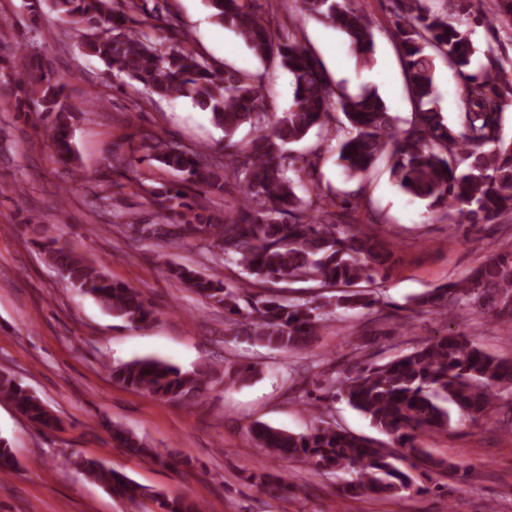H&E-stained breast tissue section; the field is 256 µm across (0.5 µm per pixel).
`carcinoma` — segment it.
<instances>
[{
  "mask_svg": "<svg viewBox=\"0 0 512 512\" xmlns=\"http://www.w3.org/2000/svg\"><path fill=\"white\" fill-rule=\"evenodd\" d=\"M214 22L234 31L262 62H275L293 79V100L277 114L263 92L265 73L222 69L189 46L188 35L156 7L151 32L140 29L136 0H53L58 19L80 35V47L106 63L112 75L126 76L161 99L184 97L224 132V157L188 147L153 133L141 138L146 157L173 172L176 180L149 190L166 223L148 224L144 237L191 239L234 262L249 284L265 288H229L222 279L192 266L168 269L197 295L241 316L246 334L282 353L307 349L316 324L335 308H367L370 293L357 289L388 275L393 253L380 238L348 224L331 210L332 192L316 180L321 160L312 146L295 165L288 145L319 127L336 141L337 164L350 178L365 174L389 154V168L400 190L441 212L456 229L488 224L512 215V139L506 140L503 113L512 107V67L491 42L478 46L474 28L512 23V0H451L452 13L439 12L432 0H395L392 36L401 54L415 120L400 131L377 91L356 96L334 92L316 57L296 33L275 37L276 15L257 12L258 0H207ZM357 0H301V10L343 33L351 53L371 61L374 37ZM457 73L458 124L450 126L437 109L436 59ZM18 86L36 111L53 117L50 146L65 163L75 161L70 119L72 107L62 78L46 64L22 55L15 61ZM245 124L255 130L247 141L235 136ZM229 181L243 185L240 199L224 206V217L211 210V193H224ZM309 194L303 201L295 192ZM48 264L77 292L93 298L109 315L135 325L153 320L142 293L112 280L100 265L86 262L68 244L50 238L42 244ZM316 282L339 288L336 300L320 304L288 299L271 291L279 285ZM246 306H240V302ZM416 303L443 319L455 310H487L512 323V248L497 250L465 279L434 289ZM112 381L125 388L174 402L190 403L213 382L209 371L182 370L151 357L119 365L105 363ZM327 396H340L389 439L391 448L374 446L339 424L321 421L307 434L257 422L251 433L258 447L283 460L310 459L320 470L344 474L340 491L348 498H401L413 486L398 463L408 458L445 471L459 467L431 458L419 436L451 427L450 408L458 421L477 422L512 397V358L484 351L464 331L435 336L383 364L357 373L336 371L327 379ZM0 400L44 429L57 419L38 397L0 370ZM112 437L131 454L164 461L161 453L132 430L114 423ZM70 463L110 492L127 499L150 497L157 512H204L189 497L149 492L125 474L98 460L78 457ZM18 467L8 440L0 438V474Z\"/></svg>",
  "mask_w": 512,
  "mask_h": 512,
  "instance_id": "carcinoma-1",
  "label": "carcinoma"
}]
</instances>
